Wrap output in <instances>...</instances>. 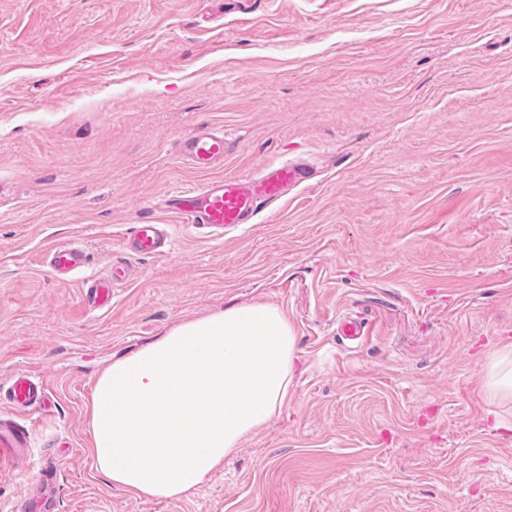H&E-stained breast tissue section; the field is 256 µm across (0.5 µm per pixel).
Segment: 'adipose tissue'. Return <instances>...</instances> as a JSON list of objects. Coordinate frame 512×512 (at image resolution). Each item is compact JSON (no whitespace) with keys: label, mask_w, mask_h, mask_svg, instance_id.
Segmentation results:
<instances>
[{"label":"adipose tissue","mask_w":512,"mask_h":512,"mask_svg":"<svg viewBox=\"0 0 512 512\" xmlns=\"http://www.w3.org/2000/svg\"><path fill=\"white\" fill-rule=\"evenodd\" d=\"M297 336L278 307L252 303L182 322L98 376L93 465L147 499L184 496L288 400Z\"/></svg>","instance_id":"1"}]
</instances>
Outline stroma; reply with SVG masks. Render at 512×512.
Returning a JSON list of instances; mask_svg holds the SVG:
<instances>
[{"instance_id":"1","label":"stroma","mask_w":512,"mask_h":512,"mask_svg":"<svg viewBox=\"0 0 512 512\" xmlns=\"http://www.w3.org/2000/svg\"><path fill=\"white\" fill-rule=\"evenodd\" d=\"M199 124L226 133L219 174L322 175L220 240L171 225L88 312L43 250L121 260L159 192L204 182L175 155ZM251 302L296 331L280 413L188 495L109 486L102 369ZM511 345L512 0H0V385L22 371L55 403L0 512L47 471L56 512H512V403L486 392Z\"/></svg>"}]
</instances>
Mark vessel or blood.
<instances>
[{"label":"vessel or blood","mask_w":512,"mask_h":512,"mask_svg":"<svg viewBox=\"0 0 512 512\" xmlns=\"http://www.w3.org/2000/svg\"><path fill=\"white\" fill-rule=\"evenodd\" d=\"M176 151L191 169L207 174L208 179L196 186L163 192L158 206L195 232L211 238L254 223L264 208L282 202L299 188L314 185L319 177L314 164L299 158L264 165L245 176H215V169L224 162L226 139L223 128L210 125L194 127L182 135L176 142ZM172 243L167 225L142 220L132 226L123 241L125 260L113 263L106 275H86L87 254L76 242L52 246L44 253V263L57 279L79 281L88 310L106 312L112 307L116 288L130 280L133 259L167 254ZM0 406L8 413L7 430L0 432L2 468L31 452L33 436L23 419L51 409L49 387L44 381L15 375L8 387L0 388Z\"/></svg>","instance_id":"b4317fda"}]
</instances>
